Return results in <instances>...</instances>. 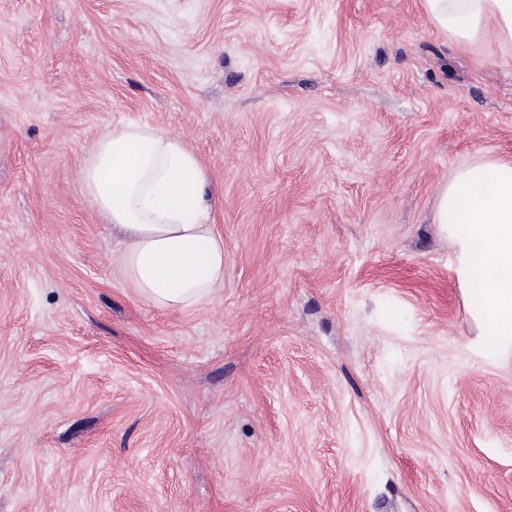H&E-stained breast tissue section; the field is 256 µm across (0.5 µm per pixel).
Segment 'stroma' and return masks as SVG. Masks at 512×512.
I'll list each match as a JSON object with an SVG mask.
<instances>
[{
  "label": "stroma",
  "mask_w": 512,
  "mask_h": 512,
  "mask_svg": "<svg viewBox=\"0 0 512 512\" xmlns=\"http://www.w3.org/2000/svg\"><path fill=\"white\" fill-rule=\"evenodd\" d=\"M208 168L224 287L155 307L80 169ZM512 158V47L423 0H0V512H512V355L434 224Z\"/></svg>",
  "instance_id": "1"
}]
</instances>
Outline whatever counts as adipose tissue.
Returning a JSON list of instances; mask_svg holds the SVG:
<instances>
[{"label":"adipose tissue","mask_w":512,"mask_h":512,"mask_svg":"<svg viewBox=\"0 0 512 512\" xmlns=\"http://www.w3.org/2000/svg\"><path fill=\"white\" fill-rule=\"evenodd\" d=\"M437 27L461 43L494 30L512 46V0H425ZM81 182L105 223L125 235L118 260L148 302L188 309L224 286V240L213 222L215 187L180 137L138 123L103 133ZM436 223L457 246L455 270L482 324L481 351H512V160L457 169L439 191Z\"/></svg>","instance_id":"adipose-tissue-1"}]
</instances>
